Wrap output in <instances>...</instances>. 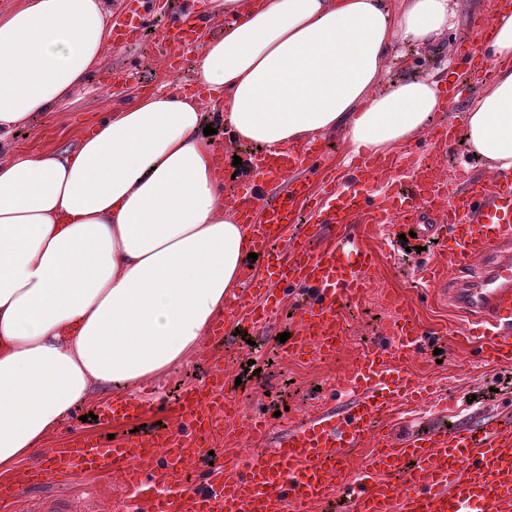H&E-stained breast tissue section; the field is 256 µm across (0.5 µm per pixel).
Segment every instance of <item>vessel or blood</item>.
<instances>
[{"label":"vessel or blood","instance_id":"1","mask_svg":"<svg viewBox=\"0 0 512 512\" xmlns=\"http://www.w3.org/2000/svg\"><path fill=\"white\" fill-rule=\"evenodd\" d=\"M149 0H123L113 16L112 40L127 44L143 35ZM462 67L486 70V56L470 40L455 51ZM443 99L474 95L470 82L457 78L440 88ZM456 134L443 126L433 134L430 161L414 149L400 156L356 158L350 179L323 167V144L301 151L256 150L242 155L243 171L236 198L244 223L254 228L253 251L263 263L262 278L247 276L264 305L251 311V324L269 313L271 283L306 288L314 297L292 331L288 349L301 355L336 353L345 328L341 310L367 288L375 262L369 252L340 239L316 249L320 224L360 218L371 224L400 223L431 237L426 220L436 216L449 230L448 256L430 270L428 286L437 298L466 319L465 335L478 342V357L512 363V176L494 180L466 177L449 190L440 174ZM321 170L319 196H312L298 176L300 169ZM401 170L407 191L388 188L380 194L357 190L377 172ZM291 224L303 225L289 253L275 251ZM395 340L366 351L349 381L353 394L342 411L327 410L289 429L272 453H255L243 466L216 467L214 481L187 483L209 442L218 440L215 419L224 411V377L213 374L207 388L181 391L173 401L180 431L169 426L109 438L113 421L136 420L151 411L147 400L124 397L97 410L102 436L77 434L18 476L0 482V507L41 483L49 472L62 480L87 474L120 473L126 489L147 500L148 512H287L289 504L309 508L329 504L344 493L352 512H512V422L492 416L478 424L425 431L401 442L381 435L380 426L396 404L415 390L398 362L415 353L422 331L407 314L394 324ZM379 441L364 467L351 472L349 450L363 446L371 434Z\"/></svg>","mask_w":512,"mask_h":512}]
</instances>
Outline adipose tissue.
<instances>
[{"label":"adipose tissue","mask_w":512,"mask_h":512,"mask_svg":"<svg viewBox=\"0 0 512 512\" xmlns=\"http://www.w3.org/2000/svg\"><path fill=\"white\" fill-rule=\"evenodd\" d=\"M196 93L145 92L74 151L0 159V475L33 460L94 393L190 358L252 267L225 202L201 98L232 140L300 148L339 133L386 156L441 111L436 83L379 91L396 43L428 47L452 0H206ZM106 0L0 6V143L64 105L111 42ZM491 83L463 117L487 171L512 173V0H497Z\"/></svg>","instance_id":"ef3b65f1"}]
</instances>
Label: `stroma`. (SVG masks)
Listing matches in <instances>:
<instances>
[{
    "mask_svg": "<svg viewBox=\"0 0 512 512\" xmlns=\"http://www.w3.org/2000/svg\"><path fill=\"white\" fill-rule=\"evenodd\" d=\"M490 0H454L456 16L436 48L414 43L397 44L379 84H393L412 78L441 77L448 71L460 39L475 38L472 20L487 13ZM183 0H169L166 12L146 18L142 43L110 46L102 66L93 70L71 101L55 112L37 114L26 127L10 136L12 150H58L74 146L78 138L105 118L111 107L142 91L144 85L165 91L178 84L191 89L194 55L184 57L179 73L167 68L168 44L164 29L172 15L180 12ZM323 236L352 234L362 245L379 249L374 279L360 301L344 310L345 335L339 352L330 359L308 353L288 354L287 345L277 336L289 331L298 308L311 303L303 290H281L283 304L265 321L251 325L247 311H239L228 322L233 333L221 343H206L187 361L171 368L164 377L142 384L141 389L169 400L176 389L197 387L209 380L210 366L224 371V395L231 408L220 420L223 441L214 443L211 462L200 463L199 472L211 465L241 462L245 451L262 444L272 451L277 437L289 428L315 416L325 407L344 401L346 379L360 353L371 345L390 340L398 303L415 309L426 334L418 352L405 367L422 392L419 403L395 406L383 423V430L396 440L425 429L472 423L479 417L497 415L512 418V365L504 366L479 359L473 343L462 333L460 314L442 306L421 282V271L435 257V246L423 251L400 248L399 225L337 224L324 228ZM261 369L259 379L236 384L249 363ZM107 389L74 409L59 432L47 437L45 448L81 430L97 433L90 412L117 397ZM64 502L69 512H96L106 504L110 512H129L130 501L121 495L116 476H82L64 490L53 480L19 497L15 512H48L53 501Z\"/></svg>",
    "mask_w": 512,
    "mask_h": 512,
    "instance_id": "stroma-1",
    "label": "stroma"
}]
</instances>
